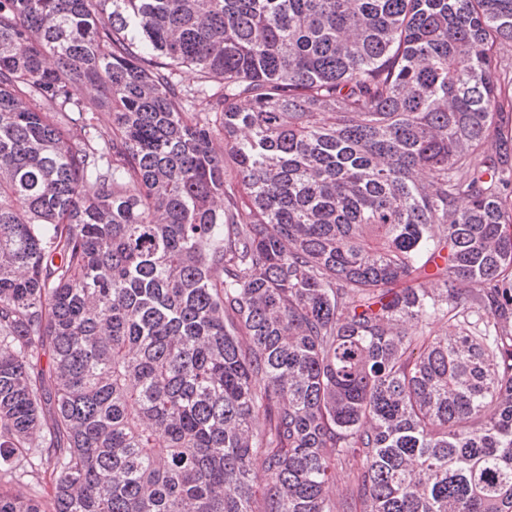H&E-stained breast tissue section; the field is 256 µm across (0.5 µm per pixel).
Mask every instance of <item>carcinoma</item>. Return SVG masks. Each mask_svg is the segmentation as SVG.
<instances>
[{
	"label": "carcinoma",
	"instance_id": "obj_1",
	"mask_svg": "<svg viewBox=\"0 0 512 512\" xmlns=\"http://www.w3.org/2000/svg\"><path fill=\"white\" fill-rule=\"evenodd\" d=\"M505 44L512 0H0V512H512Z\"/></svg>",
	"mask_w": 512,
	"mask_h": 512
}]
</instances>
